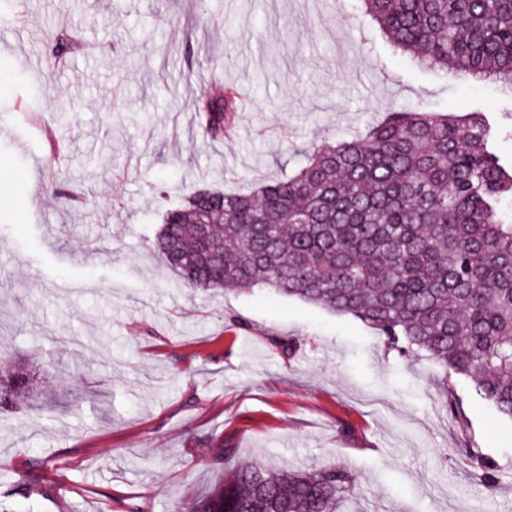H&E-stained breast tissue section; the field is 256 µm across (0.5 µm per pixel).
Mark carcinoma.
Wrapping results in <instances>:
<instances>
[{"label":"carcinoma","instance_id":"obj_1","mask_svg":"<svg viewBox=\"0 0 512 512\" xmlns=\"http://www.w3.org/2000/svg\"><path fill=\"white\" fill-rule=\"evenodd\" d=\"M394 48L430 69L490 76L512 90V0H360ZM204 134L222 138L236 93L197 97ZM482 112L395 109L348 139L315 147L295 175L249 192L196 189L162 213L154 247L190 288H268L378 331L385 349L424 357L452 407L448 376L512 419V163ZM26 376L6 369L0 409ZM457 453L482 476L464 443ZM355 490L336 466L313 474L238 462L189 512H338Z\"/></svg>","mask_w":512,"mask_h":512}]
</instances>
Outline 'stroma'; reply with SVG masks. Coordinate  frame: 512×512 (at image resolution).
<instances>
[{"mask_svg":"<svg viewBox=\"0 0 512 512\" xmlns=\"http://www.w3.org/2000/svg\"><path fill=\"white\" fill-rule=\"evenodd\" d=\"M0 60V353L36 379L0 417L10 512H178L222 484L228 447L272 468L344 465L360 512L512 498V420L471 380L449 378L448 410L439 367L385 351L356 318L187 288L152 251L159 192L175 205L193 188L250 191L392 108L512 126L495 83L415 66L358 0H10ZM217 77L241 104L214 140L194 100ZM276 336L297 341L291 357Z\"/></svg>","mask_w":512,"mask_h":512,"instance_id":"35a3bbf8","label":"stroma"}]
</instances>
